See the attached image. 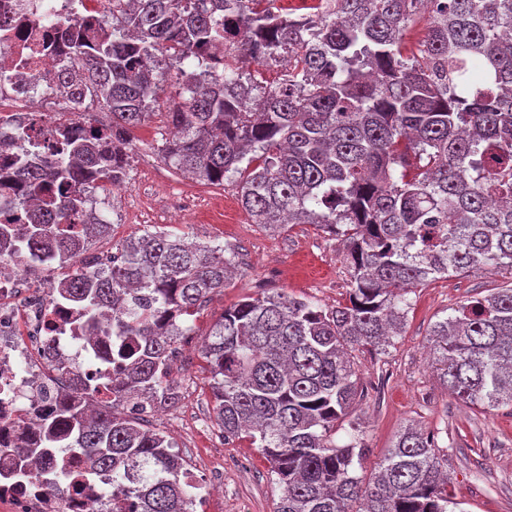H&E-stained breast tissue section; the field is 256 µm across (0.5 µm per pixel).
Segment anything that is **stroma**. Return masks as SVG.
<instances>
[{"mask_svg": "<svg viewBox=\"0 0 512 512\" xmlns=\"http://www.w3.org/2000/svg\"><path fill=\"white\" fill-rule=\"evenodd\" d=\"M163 115L134 132L124 188L125 221L88 246L84 264L111 260L132 235L164 231L212 247L232 248L239 273L218 295L202 299L188 317L171 363L180 399L144 415L146 428L173 438L195 486L196 512H274L281 490L267 461L249 439L225 440L219 428L203 357L209 334L225 308L265 291H280L332 307L349 287L346 252L337 237L297 224L272 232L253 224L238 201L239 176L213 185L176 174L157 157L168 138ZM512 286V268L439 279L413 288L403 332L385 349L357 353L367 396L336 425L337 445L368 448L367 473L413 424L434 433L448 454L449 493L467 512H512V409H483L451 394L430 364L436 322L476 297Z\"/></svg>", "mask_w": 512, "mask_h": 512, "instance_id": "35a3bbf8", "label": "stroma"}]
</instances>
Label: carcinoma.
<instances>
[{
  "instance_id": "carcinoma-1",
  "label": "carcinoma",
  "mask_w": 512,
  "mask_h": 512,
  "mask_svg": "<svg viewBox=\"0 0 512 512\" xmlns=\"http://www.w3.org/2000/svg\"><path fill=\"white\" fill-rule=\"evenodd\" d=\"M436 6L416 49L406 33L420 5ZM270 0H112L120 26L84 38L59 24L70 65L59 78L111 115L56 125L55 159L19 172L45 197L19 242L0 224V256L58 253L66 296L92 318L112 309L115 377L91 413L58 424L93 468L112 473V512H189L184 459L148 409L172 406L169 379L178 321L223 291L234 253L188 245L164 231L121 243L108 272L83 267L77 249L108 224L78 230L87 180L125 182L134 130L154 115L158 86L144 61L157 52L192 59L181 70L157 147L200 182L242 176L252 223L276 231L312 224L344 238L348 298L325 308L265 292L224 310L204 357L224 436L246 434L276 475V512H466L448 495V455L409 426L369 483L356 474L365 449L331 440L336 421L364 397L355 351L400 335L410 288L487 266L512 268V0H334L330 13L294 19ZM288 55L270 85L243 66ZM439 378L484 409L512 407V288L461 307L432 331Z\"/></svg>"
}]
</instances>
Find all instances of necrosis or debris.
<instances>
[{
    "label": "necrosis or debris",
    "instance_id": "1",
    "mask_svg": "<svg viewBox=\"0 0 512 512\" xmlns=\"http://www.w3.org/2000/svg\"><path fill=\"white\" fill-rule=\"evenodd\" d=\"M108 13V0H0V212L35 208L15 175L30 149L17 131L35 127L39 115L90 105L55 80L66 58L53 41L54 20L79 27ZM25 272L19 260L0 259V503L15 512H104L110 478L89 475L78 449L49 450L45 439L71 388L111 372V321L100 317L85 333L81 307L61 298L55 279L36 303L19 305L15 286ZM49 477L63 493L46 485Z\"/></svg>",
    "mask_w": 512,
    "mask_h": 512
}]
</instances>
